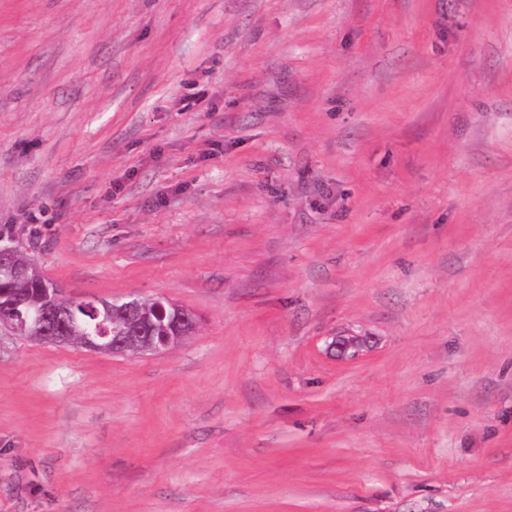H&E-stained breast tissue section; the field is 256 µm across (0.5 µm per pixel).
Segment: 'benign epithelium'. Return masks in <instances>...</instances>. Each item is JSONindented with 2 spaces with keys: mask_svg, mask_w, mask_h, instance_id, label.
Here are the masks:
<instances>
[{
  "mask_svg": "<svg viewBox=\"0 0 512 512\" xmlns=\"http://www.w3.org/2000/svg\"><path fill=\"white\" fill-rule=\"evenodd\" d=\"M16 249L0 247V271L15 279L29 277L30 266L14 263ZM95 314L102 317L95 326L78 320L68 308V300L60 288H53L45 295L33 299L7 297L0 291V322L15 333L27 338L46 342L77 344L82 348L100 353H124L134 347L136 352L157 353L179 345L196 326L192 312L178 305L174 313L166 315L160 309L151 314L138 313L141 299L133 297L123 304V309L137 312L132 327L119 336L110 335L107 322L112 318V305L103 299L88 301ZM168 320V328L163 336L154 335L156 322Z\"/></svg>",
  "mask_w": 512,
  "mask_h": 512,
  "instance_id": "obj_1",
  "label": "benign epithelium"
}]
</instances>
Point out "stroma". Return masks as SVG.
Returning a JSON list of instances; mask_svg holds the SVG:
<instances>
[{"mask_svg": "<svg viewBox=\"0 0 512 512\" xmlns=\"http://www.w3.org/2000/svg\"><path fill=\"white\" fill-rule=\"evenodd\" d=\"M0 246L197 317L1 329L0 512H512V0H0Z\"/></svg>", "mask_w": 512, "mask_h": 512, "instance_id": "1", "label": "stroma"}]
</instances>
